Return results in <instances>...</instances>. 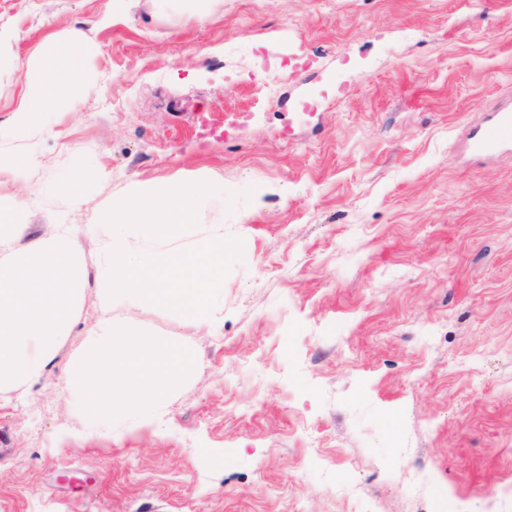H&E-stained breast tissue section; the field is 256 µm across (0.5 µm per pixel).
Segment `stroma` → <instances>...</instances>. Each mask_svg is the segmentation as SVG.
Here are the masks:
<instances>
[{"label": "stroma", "mask_w": 512, "mask_h": 512, "mask_svg": "<svg viewBox=\"0 0 512 512\" xmlns=\"http://www.w3.org/2000/svg\"><path fill=\"white\" fill-rule=\"evenodd\" d=\"M74 28L94 88L0 188L26 236L203 179L187 243L242 260L221 322L113 308L194 353L157 417L88 431L75 336L0 397V512H512V151L467 146L512 106V0H0L19 58ZM97 171L89 166L82 165L79 167L75 178L61 188V194L67 199L68 204L77 209L83 208L87 204V200L82 193L80 185L93 177Z\"/></svg>", "instance_id": "35a3bbf8"}]
</instances>
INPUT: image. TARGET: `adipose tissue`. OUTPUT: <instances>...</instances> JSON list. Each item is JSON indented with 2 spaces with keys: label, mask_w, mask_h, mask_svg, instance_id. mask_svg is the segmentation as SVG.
<instances>
[{
  "label": "adipose tissue",
  "mask_w": 512,
  "mask_h": 512,
  "mask_svg": "<svg viewBox=\"0 0 512 512\" xmlns=\"http://www.w3.org/2000/svg\"><path fill=\"white\" fill-rule=\"evenodd\" d=\"M93 46L76 31L50 38L42 57L20 62L0 32V57L20 66L23 82L6 132H0V176L37 162L20 151L21 133L45 129L50 113L66 111L93 88L85 61ZM25 200L0 194V395L43 380L61 342L79 325L89 281L72 224L51 225L24 238L17 219Z\"/></svg>",
  "instance_id": "adipose-tissue-1"
}]
</instances>
